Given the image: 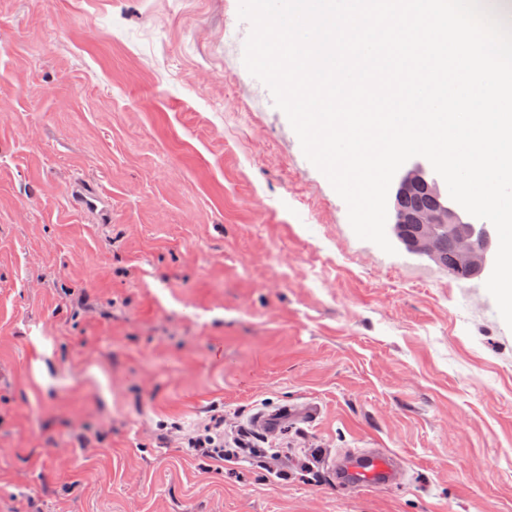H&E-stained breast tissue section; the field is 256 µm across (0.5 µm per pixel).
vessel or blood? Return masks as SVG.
I'll return each mask as SVG.
<instances>
[{
  "instance_id": "vessel-or-blood-1",
  "label": "vessel or blood",
  "mask_w": 512,
  "mask_h": 512,
  "mask_svg": "<svg viewBox=\"0 0 512 512\" xmlns=\"http://www.w3.org/2000/svg\"><path fill=\"white\" fill-rule=\"evenodd\" d=\"M332 473L337 484L344 487L393 485L401 479L402 460L395 454L375 448L334 461Z\"/></svg>"
}]
</instances>
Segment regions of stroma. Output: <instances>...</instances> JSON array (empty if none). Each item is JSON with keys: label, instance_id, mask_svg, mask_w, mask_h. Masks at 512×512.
Returning <instances> with one entry per match:
<instances>
[{"label": "stroma", "instance_id": "obj_1", "mask_svg": "<svg viewBox=\"0 0 512 512\" xmlns=\"http://www.w3.org/2000/svg\"><path fill=\"white\" fill-rule=\"evenodd\" d=\"M238 5L0 0V512H512L485 278L356 236ZM187 448L200 450L211 448L209 457L214 463L224 460V418L214 417L203 429H190L187 433ZM331 469L340 486L393 485L401 479L402 460L396 454L372 448L368 453H353L335 460Z\"/></svg>", "mask_w": 512, "mask_h": 512}]
</instances>
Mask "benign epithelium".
<instances>
[{"instance_id":"1","label":"benign epithelium","mask_w":512,"mask_h":512,"mask_svg":"<svg viewBox=\"0 0 512 512\" xmlns=\"http://www.w3.org/2000/svg\"><path fill=\"white\" fill-rule=\"evenodd\" d=\"M417 190L430 192L438 200L436 208L419 214H405L395 204L397 197ZM388 198L393 201L387 214L386 235L410 253L436 258L443 230L457 240L455 267L477 276L494 267L498 250L494 226L478 222L449 195L447 185L426 159L414 160L409 168L394 176ZM417 229L410 233L407 225Z\"/></svg>"}]
</instances>
